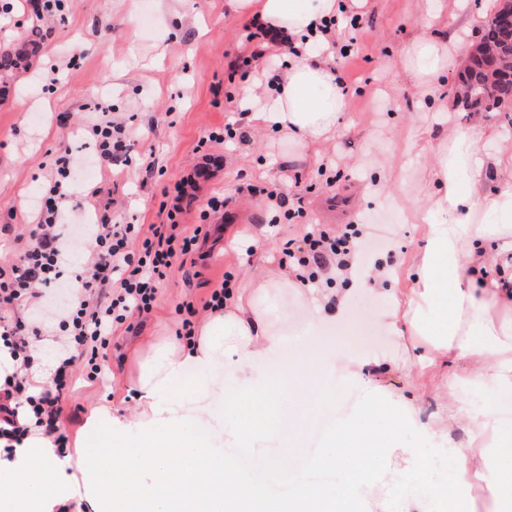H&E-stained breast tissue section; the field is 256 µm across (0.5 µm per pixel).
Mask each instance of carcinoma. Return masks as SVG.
I'll return each mask as SVG.
<instances>
[{"label": "carcinoma", "instance_id": "carcinoma-1", "mask_svg": "<svg viewBox=\"0 0 512 512\" xmlns=\"http://www.w3.org/2000/svg\"><path fill=\"white\" fill-rule=\"evenodd\" d=\"M495 78H490L482 63L462 75L463 110L470 112H512V40L501 39Z\"/></svg>", "mask_w": 512, "mask_h": 512}]
</instances>
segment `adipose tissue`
<instances>
[{
  "instance_id": "obj_1",
  "label": "adipose tissue",
  "mask_w": 512,
  "mask_h": 512,
  "mask_svg": "<svg viewBox=\"0 0 512 512\" xmlns=\"http://www.w3.org/2000/svg\"><path fill=\"white\" fill-rule=\"evenodd\" d=\"M227 2L234 14L254 19L268 32L290 35L295 49L262 102L251 109L250 122L306 147L325 143L347 107V95L327 62L335 51L333 35L322 30L325 20L341 17L340 0ZM495 6V0H485L455 32L447 23L455 19L459 0H424L423 21L400 53V66L420 98H434L448 70L460 67ZM496 137L493 129L476 124L440 139L422 188L427 198L422 209L425 244L412 258L405 285L384 291L387 327L409 341L418 375L433 382L442 423L421 422L415 400L401 391H389L387 401L378 402L382 378L405 373L395 361L330 349H315L297 360L283 356L264 304L270 289L305 291L320 318L348 324L355 294L370 282H388L393 276L388 265L363 268L353 257L343 273L348 287L312 290L293 271L273 281L251 278L232 289L223 311L210 314L195 343L171 341L152 348L139 364L137 417L145 434L158 427L166 430L163 449L116 464L104 448L91 454L80 447L73 455L59 456L50 438L36 435L6 461L11 479L0 484V494L13 502L16 512H53L68 499L87 501L94 512H113L119 500L130 512L145 500L169 506L171 462L182 456L180 439L186 428L194 423L214 431L221 427L211 404L218 372L231 356L236 384L306 393L314 405L323 399L327 369L335 368L368 392L359 416L396 418L400 428L415 430L430 443L436 456L453 462L448 482H426L428 461L404 447L400 438L385 439L377 453L368 445L376 429L364 432L357 424H346L336 448L312 462L313 468L336 471L343 478L301 486L298 500L306 512L328 500L348 501L353 489L367 482L382 486L385 512H427L426 502L433 498L444 512H472L477 488L490 512H512V408L505 403L512 397V149L496 145ZM492 178L497 191L490 196L485 187ZM489 238L497 240L496 252L485 250ZM261 357L277 364L258 380L251 366ZM475 357L478 367L464 368V361ZM186 378L192 381V397L173 396L174 385ZM452 425L463 429L464 439L450 437ZM194 460L184 479L201 494L200 512H216L227 501H248L230 459L199 441ZM114 465L121 472L117 482L105 474Z\"/></svg>"
}]
</instances>
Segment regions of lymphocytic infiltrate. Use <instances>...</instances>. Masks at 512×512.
<instances>
[{"label":"lymphocytic infiltrate","mask_w":512,"mask_h":512,"mask_svg":"<svg viewBox=\"0 0 512 512\" xmlns=\"http://www.w3.org/2000/svg\"><path fill=\"white\" fill-rule=\"evenodd\" d=\"M77 185L69 157H59L56 176L37 209L28 240L13 259L0 263V345L25 370L24 375L0 379V447L7 451L33 434L51 438L56 448L70 447L60 416L77 373L111 386L105 360L114 329L133 315L153 310L160 288L196 254L202 220L224 207L223 198L211 197L200 213V223L180 224L183 203L195 186L189 175L162 190L160 207L167 212L166 223L123 224L114 221L109 208H100L97 224L83 236L84 262L74 276L76 285L66 289L62 278L69 250L61 245L57 232L62 207L74 199L94 203L100 194L96 188L78 191ZM264 203L295 221L298 232L284 242L281 254L283 260L307 270L309 285H316L329 268L347 269V256L369 259L378 246L373 235L351 224L336 231L307 223L303 208H285L275 192H266ZM21 303L50 308L58 323L59 365L47 387L32 373L35 358L27 340L31 323L8 315Z\"/></svg>","instance_id":"1"}]
</instances>
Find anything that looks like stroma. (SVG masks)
<instances>
[{
    "mask_svg": "<svg viewBox=\"0 0 512 512\" xmlns=\"http://www.w3.org/2000/svg\"><path fill=\"white\" fill-rule=\"evenodd\" d=\"M420 17L419 0H370L359 13L358 29H343L338 42L347 54L333 58L332 66L344 83L347 110L317 163L291 164L288 156L301 153V146L264 128L205 153L198 148L211 129L238 123L243 88L263 69L276 67L286 52L271 48L259 24L229 12L226 0H69L60 19L37 17L29 0H15L12 12L0 16V58L11 60L0 67V261L12 257L16 237L27 235L34 223L35 205L64 148L91 168L88 185L101 188V202L123 223H166L159 209L163 186L200 167L206 173L197 180L183 222L199 223L211 195L230 199L224 213L209 221L206 262L176 272L151 315L133 330H114L106 358L113 387L82 378L74 383L62 413L73 440H81L88 413L106 400L126 423L112 434L113 458L138 456L148 439L137 427V356L175 334L176 307L185 298L198 304L196 323L204 325L209 313L202 304L224 272L238 286L281 271L279 254L289 228L271 225L270 213L260 197L248 194V186H276L288 200L304 193L312 224L390 227L375 256L404 277L424 243L419 226L407 219V207L427 178L425 142L479 121L512 145V120L504 115L444 112L420 101L399 63ZM259 45L265 48L259 67L246 77H230L231 64ZM107 105L113 119L125 123L132 151L128 163L104 171L95 143L81 129ZM392 165L402 168L401 183L390 194L372 197L368 187L386 180ZM256 235L263 240L259 251L252 244ZM267 305L286 349L302 353L337 344L380 358L407 356L398 337L385 347L365 340L387 331L386 304L377 290L356 295L355 321L346 330L318 321L313 306L284 291L272 293ZM235 394L225 387L214 408L251 437L243 442L220 431L212 436V450L240 449L258 461L288 451L293 437L279 420L296 414L295 403L258 391L235 406Z\"/></svg>",
    "mask_w": 512,
    "mask_h": 512,
    "instance_id": "35a3bbf8",
    "label": "stroma"
}]
</instances>
